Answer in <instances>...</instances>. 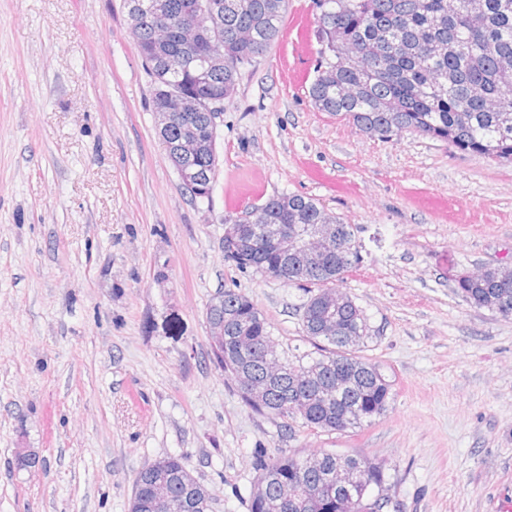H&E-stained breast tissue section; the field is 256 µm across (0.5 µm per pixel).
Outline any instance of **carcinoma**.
<instances>
[{
	"label": "carcinoma",
	"instance_id": "1",
	"mask_svg": "<svg viewBox=\"0 0 512 512\" xmlns=\"http://www.w3.org/2000/svg\"><path fill=\"white\" fill-rule=\"evenodd\" d=\"M166 22L179 27L205 0H154ZM224 68L208 74L204 105L196 129L208 133L209 99L236 88L241 71L257 64L281 33L288 0H222ZM477 14L470 0H313L320 48L309 96L314 106L359 130L389 140L403 133L443 141L462 153L512 163V0H481ZM151 31L141 36L140 55L154 84L152 102L166 93L195 89L198 62L179 39L150 48ZM191 167L205 190L218 177L211 154ZM260 220L288 217L290 224L340 227L341 239L326 262L281 283L303 290L299 306L305 336L319 345V357L283 358L298 366L305 380L285 376L269 398L256 402L245 379L258 372L263 355L276 359L271 325L254 301L226 288L207 308V319L224 323V358L218 367L233 382L240 398L258 413L283 420V431L295 426L324 433L360 428L384 415L392 384L380 365L359 355L369 339L363 311L338 291L345 274L359 260L351 225L327 212L316 199L300 194L273 195L253 206ZM244 272L270 278L280 262L257 246L245 256L224 254ZM456 293L468 304L512 318V266L488 264L477 274L458 278ZM255 454L256 476L250 512H384L390 503L384 466L365 457L321 451L307 456ZM363 472L364 481L348 491L327 483L336 467ZM163 477L180 504V512H211L209 490L185 471L181 458L167 456L143 466L135 477L129 512H153V482Z\"/></svg>",
	"mask_w": 512,
	"mask_h": 512
}]
</instances>
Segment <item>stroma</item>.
Listing matches in <instances>:
<instances>
[{
    "instance_id": "1",
    "label": "stroma",
    "mask_w": 512,
    "mask_h": 512,
    "mask_svg": "<svg viewBox=\"0 0 512 512\" xmlns=\"http://www.w3.org/2000/svg\"><path fill=\"white\" fill-rule=\"evenodd\" d=\"M312 0L224 101L211 201L166 157L123 0H0V512H129L137 472L180 457L214 512H249L253 451L383 462L388 512H512V318L457 279L512 263V165L318 111ZM352 225L343 289L361 354L392 383L346 433L281 431L213 360L206 309L231 287L279 353L316 356L304 293L224 259V218L274 194ZM42 467L22 468V452Z\"/></svg>"
}]
</instances>
